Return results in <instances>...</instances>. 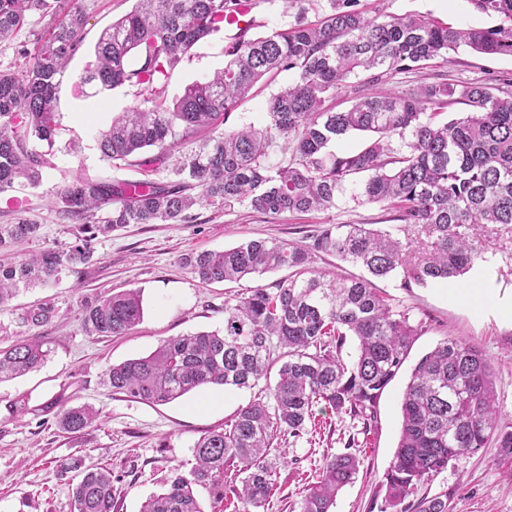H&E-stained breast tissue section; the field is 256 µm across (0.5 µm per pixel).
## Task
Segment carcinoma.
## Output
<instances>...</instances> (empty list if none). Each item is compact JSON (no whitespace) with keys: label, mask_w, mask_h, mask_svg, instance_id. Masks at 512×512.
<instances>
[{"label":"carcinoma","mask_w":512,"mask_h":512,"mask_svg":"<svg viewBox=\"0 0 512 512\" xmlns=\"http://www.w3.org/2000/svg\"><path fill=\"white\" fill-rule=\"evenodd\" d=\"M314 21L301 9L294 23L247 38L254 19L242 21L254 0H136L127 15L105 29L94 49L93 68L80 77L99 94L125 83L140 87L142 105L121 113L100 132L98 149L109 163L125 162L145 149L154 155L137 165L164 181H112L77 176L56 192V204L77 225L73 244L21 261H0V311L22 290L43 288L88 265L94 243L129 224L187 220L196 205L245 206L269 216L336 207L351 192L357 204H380L393 220L419 227L414 241L364 224H331L305 244L253 239L222 251H191L182 264L204 283L237 281L286 269L273 288L257 286L224 303V328L167 338L145 357L108 369L112 392L165 404L198 388H255L262 396L239 409L220 430L192 446L189 475L174 471L140 512H204L193 487L210 490L221 503L233 494L235 512H259L276 490L267 462L277 437L301 439L316 426L315 405L336 413L375 412L383 390L404 365L422 324L394 309L376 280L399 274L404 285L448 281L483 259V226H512V80L492 83L444 80L405 90H382L393 75L408 73L464 45L483 55L512 56V0H468L500 23L454 28L419 15L373 16L359 0H328ZM50 19L48 30L24 51L18 72L0 70V195L25 183L36 187L59 134L58 89L69 61L82 47L87 12L81 0H0V41L27 24L30 14ZM238 32L225 50L224 68L185 87L169 106L161 82L201 39L229 25ZM137 57L138 67H129ZM366 73L355 85L351 75ZM292 72L274 94L267 124L224 130L190 150L181 145L197 131L216 129L263 78ZM348 90L350 106L335 110ZM470 112L442 122L449 106ZM351 131L369 137L357 151L333 150ZM47 144L39 151L32 139ZM284 158L271 162L276 150ZM39 225L0 224V250L36 236ZM319 254L362 267L359 277H331L315 269ZM140 292L102 296L83 304L89 336H123L141 320ZM30 331L56 316L51 302L13 313ZM354 354L340 358L347 337ZM51 350L27 335L0 347V382L40 368ZM275 383H268L273 367ZM397 446L384 474L380 512H407L418 487L453 459L490 441L512 459V427L500 423L490 365L482 348L448 336L413 366L401 396ZM99 419L88 404L59 405L57 428L81 436ZM358 458L340 452L326 458L319 481L303 490L300 512H331L336 495L353 482ZM71 480L73 512H119L112 470L60 465ZM418 512H448V492L417 503Z\"/></svg>","instance_id":"obj_1"}]
</instances>
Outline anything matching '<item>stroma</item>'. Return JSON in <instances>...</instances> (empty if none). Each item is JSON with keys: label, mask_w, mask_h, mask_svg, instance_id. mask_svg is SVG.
Listing matches in <instances>:
<instances>
[{"label": "stroma", "mask_w": 512, "mask_h": 512, "mask_svg": "<svg viewBox=\"0 0 512 512\" xmlns=\"http://www.w3.org/2000/svg\"><path fill=\"white\" fill-rule=\"evenodd\" d=\"M388 15H421L450 26H495L494 18L475 11L469 0H360ZM135 0H97L89 7L82 30L83 45L72 58L56 102L61 136L36 187H16L0 195V224L24 220L38 225L37 237L14 245L9 258L19 260L50 247H66L75 239L73 226L54 203L57 190L79 175L144 179L134 165L113 166L97 147L99 131L118 113L140 105L136 86L125 84L91 95L79 78L94 59L100 34L130 12ZM47 21L31 16L28 25L0 42V68L19 70L24 50L34 47ZM232 29L199 41L180 67L163 83L164 96L175 100L185 87L210 78L224 65V48ZM459 82L512 78V57L482 55L461 46L431 67L395 75L390 87L405 89L434 81L439 75ZM281 73L274 83L256 87L229 118L227 125L262 126L270 96L292 80ZM191 219L178 224H130L99 239L90 264L81 274L61 277L43 288L18 296L21 304L52 300L53 322L38 328L52 349L37 371L0 383V512H72L71 492L57 475L59 461L80 456L86 463L111 468L120 512H139L142 502L158 492L173 470L189 473L194 464L192 445L209 431L223 428L237 411L253 400V389L207 386L163 405H151L113 393L108 369L125 360L148 355L161 340L224 326V303L256 286H274L284 271L248 276L236 283L205 284L181 263L191 251L222 250L251 239L305 243L308 235L330 224H372L392 228L388 211L378 204H355L341 199L336 208L303 216L262 217L237 207L226 210L201 205ZM487 262L457 279L404 287L400 277L380 280L379 288L396 310L412 322L423 323L411 360H418L442 339L453 336L479 344L490 360L503 423H512V319L498 315L496 306L512 305V233L500 225L485 228ZM492 289L495 303L481 306L465 300L474 285ZM139 291L143 318L129 335H87L82 303L107 293ZM408 371L382 393L374 419L359 415L318 412L313 434L295 440H275L269 455L278 482L277 492L260 512H299L303 489L319 478L324 456L351 450L360 460L354 483L336 496L332 512H380L385 490L383 476L392 458L400 427V397ZM69 405L86 403L100 412L96 425L79 439H71L55 425L43 407L52 400ZM512 464L495 447L459 457L431 481L420 485L418 496L448 493V512H512Z\"/></svg>", "instance_id": "35a3bbf8"}]
</instances>
